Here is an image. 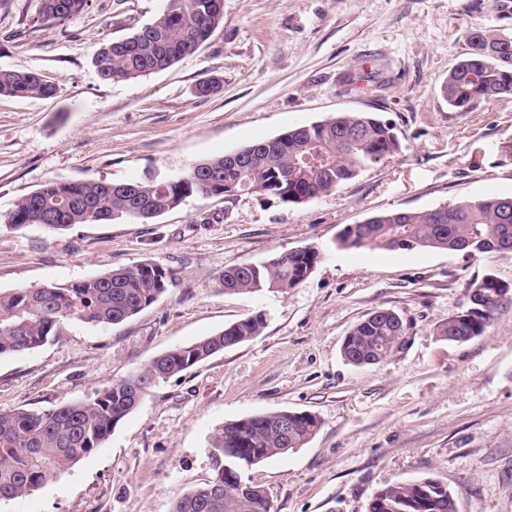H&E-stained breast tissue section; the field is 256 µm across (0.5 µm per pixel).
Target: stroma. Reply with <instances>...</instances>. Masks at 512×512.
<instances>
[{
	"label": "stroma",
	"instance_id": "obj_1",
	"mask_svg": "<svg viewBox=\"0 0 512 512\" xmlns=\"http://www.w3.org/2000/svg\"><path fill=\"white\" fill-rule=\"evenodd\" d=\"M163 7L89 0L49 25L40 0H0V70L57 86L47 99L0 96V216L49 182L174 177L338 112L389 123L400 150L303 203L195 195L148 224H0L2 291L143 261L177 274L122 323L74 320L58 339L0 356V412L84 399L172 348L266 316L259 336L157 384L102 448L32 495L0 499V512H171L213 478L208 449L224 423L284 410L321 427L245 470L271 512H367L384 485L427 477L448 487L458 512H512V300L469 341L436 334L467 309L475 280L512 285V254L335 246L347 225L383 211L512 195V98L456 112L440 92L472 29L512 34V0H224L222 25L193 56L102 80L100 42ZM209 78L217 91L198 96ZM309 246L322 256L298 287L227 294L217 284L225 268ZM379 308L406 322L405 343L351 365L344 339Z\"/></svg>",
	"mask_w": 512,
	"mask_h": 512
}]
</instances>
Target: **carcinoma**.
I'll return each instance as SVG.
<instances>
[{
	"label": "carcinoma",
	"instance_id": "1",
	"mask_svg": "<svg viewBox=\"0 0 512 512\" xmlns=\"http://www.w3.org/2000/svg\"><path fill=\"white\" fill-rule=\"evenodd\" d=\"M89 0H41L46 22L68 19ZM224 0H165L141 29L104 42L93 56L99 77L132 80L168 69L195 54L220 27ZM484 28L470 32L469 52L448 74L443 99L457 112L512 96V42ZM51 84L34 72L0 70V95L50 97ZM393 127L362 112H338L240 152L245 166L227 155L200 161L178 178L149 175L112 184L94 179L49 182L19 199L4 215L5 226L20 230L39 224L63 230L76 224H103L122 218L150 223L194 195L257 193L282 202L302 203L326 196L364 169L399 151ZM341 248L408 250L433 248L471 254L512 250V196H486L444 205L435 219L426 210L379 213L365 224L345 227ZM321 253L310 247L257 264L251 272L234 265L218 275L226 293L286 292L311 274ZM176 280V273L152 262L113 269L71 284H43L0 291V355L22 354L63 335L78 320L119 324L153 304ZM469 307L448 318L437 335L465 342L482 335L512 288L492 275L474 281ZM266 318L255 316L224 327L191 345L154 358L140 372L96 389L80 401L49 409L0 412V499L30 495L50 478L102 447L117 424L136 409L151 387L224 350L232 337L241 344L261 334ZM406 324L382 308L349 332V363H378L404 340ZM291 431L282 437L279 423ZM320 419L307 412L257 414L224 424L211 441L215 477L184 494L172 512H271L264 490L243 479L248 466L305 445ZM368 512H457L454 496L431 478L396 481L371 499Z\"/></svg>",
	"mask_w": 512,
	"mask_h": 512
}]
</instances>
